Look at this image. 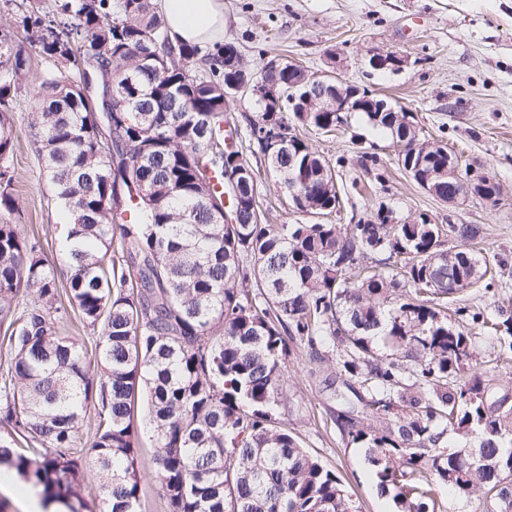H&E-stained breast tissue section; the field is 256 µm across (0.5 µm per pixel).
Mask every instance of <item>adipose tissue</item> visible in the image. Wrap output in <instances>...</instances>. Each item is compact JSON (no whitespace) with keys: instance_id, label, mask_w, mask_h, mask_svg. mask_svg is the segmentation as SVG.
<instances>
[{"instance_id":"1","label":"adipose tissue","mask_w":512,"mask_h":512,"mask_svg":"<svg viewBox=\"0 0 512 512\" xmlns=\"http://www.w3.org/2000/svg\"><path fill=\"white\" fill-rule=\"evenodd\" d=\"M158 8L172 42L223 43L224 0H158Z\"/></svg>"}]
</instances>
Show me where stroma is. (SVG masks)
Instances as JSON below:
<instances>
[{
    "label": "stroma",
    "instance_id": "35a3bbf8",
    "mask_svg": "<svg viewBox=\"0 0 512 512\" xmlns=\"http://www.w3.org/2000/svg\"><path fill=\"white\" fill-rule=\"evenodd\" d=\"M224 16V39L238 47L252 74L281 56L311 74L337 72L408 108L427 136L456 152L463 165L484 168L503 192L494 205L437 200L404 173L385 136L356 117L347 132L309 137L336 167L343 194V212L326 216V223L345 224L351 214L364 216L385 205L403 218L424 214L436 224H472L480 230L475 247L512 275V0H224ZM372 51L402 53L408 64L398 73L367 69L363 61ZM28 111V100L20 99L14 164L21 229L46 234L45 251L59 264L56 208ZM366 152L378 156L379 166H362ZM260 176L267 223H306V216L289 206L276 174L264 166ZM469 338L479 353L477 373L499 390L512 391V358H500L493 334L475 328ZM326 374L303 346H293L278 418L306 451L336 471L359 512H398L393 496L375 492L363 449L348 445L338 430L324 388ZM138 455V512H166L156 449L144 423Z\"/></svg>",
    "mask_w": 512,
    "mask_h": 512
}]
</instances>
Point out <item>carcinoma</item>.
<instances>
[{
    "instance_id": "1",
    "label": "carcinoma",
    "mask_w": 512,
    "mask_h": 512,
    "mask_svg": "<svg viewBox=\"0 0 512 512\" xmlns=\"http://www.w3.org/2000/svg\"><path fill=\"white\" fill-rule=\"evenodd\" d=\"M16 28L0 32V323L11 328L0 370V465L43 488L67 512L83 496V413L106 512H137L136 438L146 397L166 512H357L336 473L275 417L290 344L328 364L336 425L365 449L400 512H437L432 489L482 494L512 512V404L475 372L477 355L443 309L471 288H505L481 253L478 229L426 216L376 223L266 224L239 125L226 119L230 84L246 64L224 46L173 44L151 0H4ZM36 47L42 68L28 124L65 226L67 271L40 236L19 230L13 112ZM288 59L254 84L280 103L241 115L252 153L286 195L336 211V172L305 136L336 130V113L288 111ZM413 158L421 176L447 161L413 153L415 128L397 112H363ZM291 138L267 153L262 133ZM458 242L452 251L449 242ZM99 335L96 369L66 334ZM489 324L512 354V317L456 309ZM475 433L483 462L449 452L448 433Z\"/></svg>"
}]
</instances>
